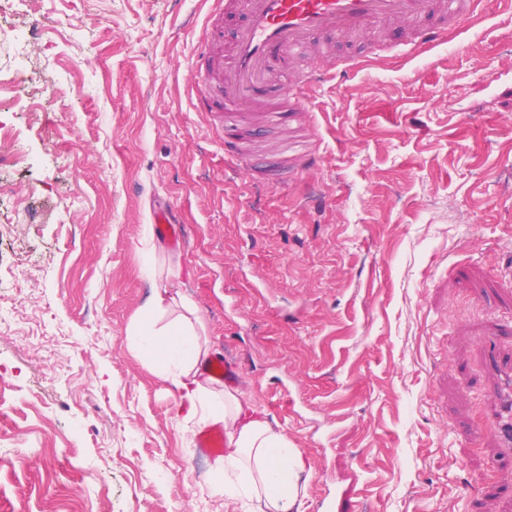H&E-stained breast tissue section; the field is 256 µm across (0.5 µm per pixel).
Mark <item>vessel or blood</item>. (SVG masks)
Here are the masks:
<instances>
[{"mask_svg": "<svg viewBox=\"0 0 512 512\" xmlns=\"http://www.w3.org/2000/svg\"><path fill=\"white\" fill-rule=\"evenodd\" d=\"M202 42L209 48V62L202 74L205 91L197 100L200 112H226L248 107L256 112L255 131L278 121L288 110L301 109L315 95L325 75L301 67L299 55L312 47L326 54L322 38L339 32L356 36L369 32L377 22L394 21L401 35L399 46L411 54L444 43L451 32L480 19L479 0H209ZM242 14L231 48L215 49L218 23L224 13ZM274 87L277 97L260 100L259 90ZM154 231L166 240H178L172 211L159 210ZM496 377L497 433L501 448L512 451V367L501 366L495 353L485 355ZM208 373L224 384L235 385L237 367L224 353L208 359ZM196 450L204 455H223L227 438L222 425L204 426L194 437Z\"/></svg>", "mask_w": 512, "mask_h": 512, "instance_id": "vessel-or-blood-1", "label": "vessel or blood"}]
</instances>
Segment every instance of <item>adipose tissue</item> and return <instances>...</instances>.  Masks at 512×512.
Here are the masks:
<instances>
[{"label":"adipose tissue","mask_w":512,"mask_h":512,"mask_svg":"<svg viewBox=\"0 0 512 512\" xmlns=\"http://www.w3.org/2000/svg\"><path fill=\"white\" fill-rule=\"evenodd\" d=\"M176 307L182 308V315L158 325V318ZM191 309L187 300L154 289L142 319L132 328L133 344L179 390L184 419L223 424L228 453L212 468L214 493L230 499H256L264 512H296L303 494L298 482L305 468L301 450L275 432L251 401L213 389L211 379L202 375L199 364L207 355V342L196 330L197 317ZM228 468L237 471V479L225 477Z\"/></svg>","instance_id":"1"}]
</instances>
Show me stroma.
I'll list each match as a JSON object with an SVG mask.
<instances>
[{
	"instance_id": "1",
	"label": "stroma",
	"mask_w": 512,
	"mask_h": 512,
	"mask_svg": "<svg viewBox=\"0 0 512 512\" xmlns=\"http://www.w3.org/2000/svg\"><path fill=\"white\" fill-rule=\"evenodd\" d=\"M480 9L411 57L335 40L310 63L357 61L350 80L231 162L224 117L193 108L204 0L0 18L34 48L0 94V154L27 159L0 198V512H257L213 493L199 421L133 345L156 288L194 303L237 392L301 449L300 512H512L481 361L512 363V16ZM38 85L60 96L32 109ZM300 134L317 164L268 185ZM154 224L155 234L166 241L172 240L177 242L178 239L183 236L184 227L179 225L178 230L176 231L174 224L179 223L174 219L171 210L161 209L157 211L154 217Z\"/></svg>"
}]
</instances>
